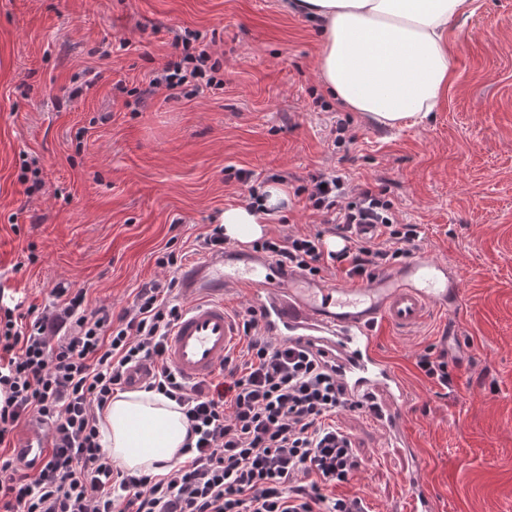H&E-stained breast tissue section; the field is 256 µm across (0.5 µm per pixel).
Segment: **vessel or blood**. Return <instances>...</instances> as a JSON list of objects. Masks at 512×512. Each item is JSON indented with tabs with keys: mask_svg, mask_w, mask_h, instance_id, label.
Segmentation results:
<instances>
[{
	"mask_svg": "<svg viewBox=\"0 0 512 512\" xmlns=\"http://www.w3.org/2000/svg\"><path fill=\"white\" fill-rule=\"evenodd\" d=\"M179 284L187 305L167 341L165 357L184 380L211 378L241 342V327L224 296L229 289L244 288L267 335L322 351L352 398H385L376 421L395 448L407 445L403 408L408 389L378 352L374 329L388 324L409 331L433 311H454L462 301L454 269L424 256L379 271L365 284L342 286L229 247L221 256L184 267ZM44 433V425H32L17 443L16 456L26 461L38 457ZM398 512H435L432 493L424 484L412 483Z\"/></svg>",
	"mask_w": 512,
	"mask_h": 512,
	"instance_id": "vessel-or-blood-1",
	"label": "vessel or blood"
}]
</instances>
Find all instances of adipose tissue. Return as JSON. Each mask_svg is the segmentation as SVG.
I'll return each instance as SVG.
<instances>
[{
	"mask_svg": "<svg viewBox=\"0 0 512 512\" xmlns=\"http://www.w3.org/2000/svg\"><path fill=\"white\" fill-rule=\"evenodd\" d=\"M288 7L321 26L318 71L331 94L393 127L440 105L451 77L448 25L471 12L472 0H290ZM286 200L271 184L263 212L226 207L225 235L242 244L260 238L265 213ZM187 427L180 406L162 394L118 392L99 421V442L124 471L162 474L179 459Z\"/></svg>",
	"mask_w": 512,
	"mask_h": 512,
	"instance_id": "1",
	"label": "adipose tissue"
}]
</instances>
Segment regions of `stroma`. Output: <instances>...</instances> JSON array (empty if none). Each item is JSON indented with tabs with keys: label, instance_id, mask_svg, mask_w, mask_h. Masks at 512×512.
Instances as JSON below:
<instances>
[{
	"label": "stroma",
	"instance_id": "35a3bbf8",
	"mask_svg": "<svg viewBox=\"0 0 512 512\" xmlns=\"http://www.w3.org/2000/svg\"><path fill=\"white\" fill-rule=\"evenodd\" d=\"M187 30L220 60L223 89L136 104ZM448 30L439 110L390 129L328 95L318 30L284 0H0V287L46 311L62 284L117 313L165 276V248L272 175L289 198L270 237L320 230L294 194L307 173L382 184L398 222L422 227L416 253L456 267L463 300L412 332L374 331L408 387L404 425L426 468L373 416L342 411L363 466L336 492L395 512L416 479L436 512H512V0H478ZM340 120L351 141L337 147ZM32 163L44 183L30 191L19 177ZM229 166L251 171L250 185L225 181ZM429 346L461 359L451 392L416 367Z\"/></svg>",
	"mask_w": 512,
	"mask_h": 512
}]
</instances>
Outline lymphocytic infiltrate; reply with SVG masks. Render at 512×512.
Segmentation results:
<instances>
[{
  "label": "lymphocytic infiltrate",
  "instance_id": "obj_1",
  "mask_svg": "<svg viewBox=\"0 0 512 512\" xmlns=\"http://www.w3.org/2000/svg\"><path fill=\"white\" fill-rule=\"evenodd\" d=\"M173 46L174 59L139 97L191 82L223 89L206 45L185 36ZM296 192L343 245L326 247L319 232L253 243L279 266L312 277L333 267L368 280L423 237L419 225L396 220L384 186L351 188L318 172ZM363 224L372 236L355 235ZM177 285L150 280L117 314L65 287L55 289L49 314L0 307V445L29 420L47 426L40 464L0 455V512H364L360 498L332 494L362 466L334 417L372 415L376 403L351 400L322 352L267 336L251 308L242 317L245 345L225 356L221 379L183 380L165 359L182 314L171 300ZM141 363L151 368L145 389L174 400L188 422L182 459L162 475L122 470L98 441L105 407Z\"/></svg>",
  "mask_w": 512,
  "mask_h": 512
}]
</instances>
